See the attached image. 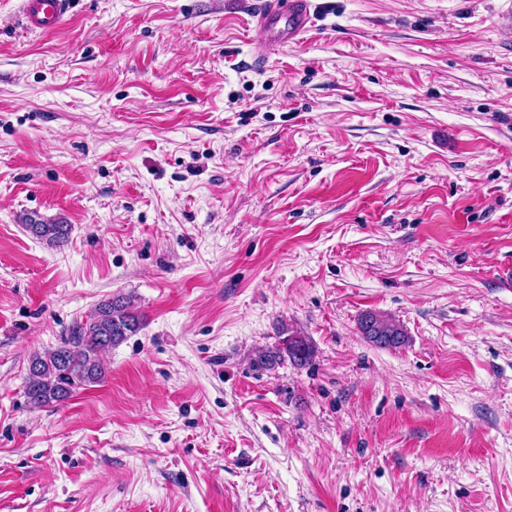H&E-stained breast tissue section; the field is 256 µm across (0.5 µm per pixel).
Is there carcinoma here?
Masks as SVG:
<instances>
[{"label":"carcinoma","instance_id":"obj_1","mask_svg":"<svg viewBox=\"0 0 512 512\" xmlns=\"http://www.w3.org/2000/svg\"><path fill=\"white\" fill-rule=\"evenodd\" d=\"M25 228L49 247L60 248L69 239L70 225L50 223L33 215L25 218ZM361 335L375 347L397 349L407 343L404 327L391 317L365 313L358 323ZM141 317L130 296H114L100 302L89 320L72 328L56 347L34 354L29 361L26 396L36 408L58 405L77 390L99 382L104 374L102 353L135 335ZM314 356L312 344L303 336H287L282 346L259 356L273 366L287 358L297 366L307 365Z\"/></svg>","mask_w":512,"mask_h":512}]
</instances>
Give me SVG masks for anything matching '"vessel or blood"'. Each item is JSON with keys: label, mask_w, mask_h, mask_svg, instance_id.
I'll list each match as a JSON object with an SVG mask.
<instances>
[{"label": "vessel or blood", "mask_w": 512, "mask_h": 512, "mask_svg": "<svg viewBox=\"0 0 512 512\" xmlns=\"http://www.w3.org/2000/svg\"><path fill=\"white\" fill-rule=\"evenodd\" d=\"M73 0H21L23 23L30 32L50 35L65 23ZM313 23L311 0H267L255 14L258 51L300 41Z\"/></svg>", "instance_id": "1"}]
</instances>
